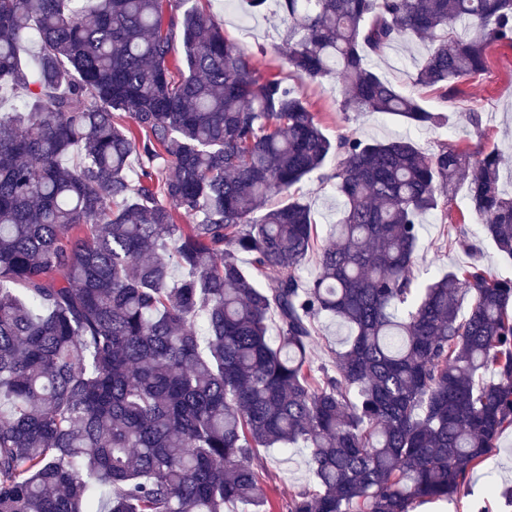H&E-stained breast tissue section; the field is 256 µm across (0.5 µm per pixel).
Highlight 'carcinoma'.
Wrapping results in <instances>:
<instances>
[{"label": "carcinoma", "instance_id": "1", "mask_svg": "<svg viewBox=\"0 0 512 512\" xmlns=\"http://www.w3.org/2000/svg\"><path fill=\"white\" fill-rule=\"evenodd\" d=\"M188 2L0 0V89L21 91L0 111V512H271L253 461L298 444L314 488L288 512L455 500L512 428V279L476 248L412 270L462 187L512 258L502 153L333 142ZM279 2L288 67L336 80L346 117L442 123L371 64L401 42H428L413 84L444 99L512 45V0ZM331 155L345 205L320 244L306 203L270 200ZM322 315L349 331L329 367ZM446 229L438 216L429 217L422 225L418 245V263L415 272L424 278H432L470 261V256L458 245L448 247Z\"/></svg>", "mask_w": 512, "mask_h": 512}]
</instances>
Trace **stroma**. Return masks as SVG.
<instances>
[{
  "label": "stroma",
  "mask_w": 512,
  "mask_h": 512,
  "mask_svg": "<svg viewBox=\"0 0 512 512\" xmlns=\"http://www.w3.org/2000/svg\"><path fill=\"white\" fill-rule=\"evenodd\" d=\"M197 6L217 21L225 37L253 56L263 75L276 77L297 87L315 113L324 134L337 139L352 134L366 139H387L406 135L423 151L430 152L440 143H453L471 151L498 148L506 157L502 188L512 187V46H491L488 64L483 73L463 81L459 94L450 100L441 99L434 91L424 89L420 95L425 107L447 115L449 123L439 128L409 127L397 118L383 114L343 117L339 110V92L334 80L310 83L297 80L287 63L288 49L282 42V13L278 0H268L264 17L241 24L246 14L244 0H197ZM425 50L422 42L398 45L374 58L376 70L400 90L412 91L415 72L414 57ZM480 113L482 124L473 127L468 115ZM293 193L311 209L319 239H327L331 224L340 216L343 202L332 184L312 173L297 184ZM469 255L458 246L448 247L440 217H429L423 224L418 245L415 271L432 278L448 269L469 262ZM308 449L265 448L255 460V467L265 474L263 489L273 512H288V500L301 487L311 485ZM512 483V429L506 431L489 459L473 469L463 484L457 501L426 504L415 512H504L498 492Z\"/></svg>",
  "instance_id": "35a3bbf8"
}]
</instances>
